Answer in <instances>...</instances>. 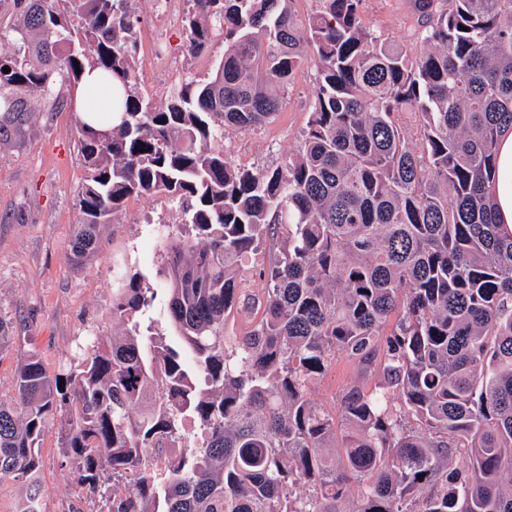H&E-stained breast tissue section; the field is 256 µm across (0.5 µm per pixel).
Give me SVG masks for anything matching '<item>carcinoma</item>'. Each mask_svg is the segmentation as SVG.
<instances>
[{
	"instance_id": "cac0c4a2",
	"label": "carcinoma",
	"mask_w": 512,
	"mask_h": 512,
	"mask_svg": "<svg viewBox=\"0 0 512 512\" xmlns=\"http://www.w3.org/2000/svg\"><path fill=\"white\" fill-rule=\"evenodd\" d=\"M316 2L300 20L293 0H189V53L221 35L224 56L157 109L134 88L130 0H0V141L23 135L30 94L63 108L87 70L127 92L119 124L78 121L71 253L134 196L166 195L186 226L160 271L177 341L141 323L158 288L119 268L120 333L53 378L21 361L0 399L17 512H42L52 427L107 512H512V231L490 192L512 132V0H413L419 53L367 27L364 0ZM306 63L296 154L235 165L220 127L265 124ZM279 236L261 291L241 287ZM233 313L242 336L224 335ZM338 355L360 369L339 426L310 396ZM188 420L202 442L170 453ZM280 243L267 241L261 246L259 252L253 255L243 267L241 281L244 288H261L262 282L258 278V271L262 266H267L278 254Z\"/></svg>"
}]
</instances>
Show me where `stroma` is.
Listing matches in <instances>:
<instances>
[{
  "mask_svg": "<svg viewBox=\"0 0 512 512\" xmlns=\"http://www.w3.org/2000/svg\"><path fill=\"white\" fill-rule=\"evenodd\" d=\"M363 16L369 28L414 45L412 0H364ZM166 42L178 68L150 63L143 48L136 55L135 89L157 107L182 83L208 80L224 54L218 38L209 55H190L178 23L168 28ZM314 84L313 67L303 66L280 112L268 122L253 129L223 128L218 143L228 158L249 168L279 166L299 144ZM30 106L25 137L0 141V315L12 323L0 349L4 399L12 394L16 368L28 350H35L54 375L68 365L77 342L111 335L115 269L156 280L171 236L184 230L183 214L168 197H131L102 228L97 251L74 259L70 239L79 219L76 190L84 177L74 141L79 115L70 107L53 108L42 96L32 97ZM358 376L354 363L337 357L311 394L329 414H338L341 391ZM62 461L57 434L48 430L41 474L44 512H105L100 496L74 495Z\"/></svg>",
  "mask_w": 512,
  "mask_h": 512,
  "instance_id": "35a3bbf8",
  "label": "stroma"
}]
</instances>
